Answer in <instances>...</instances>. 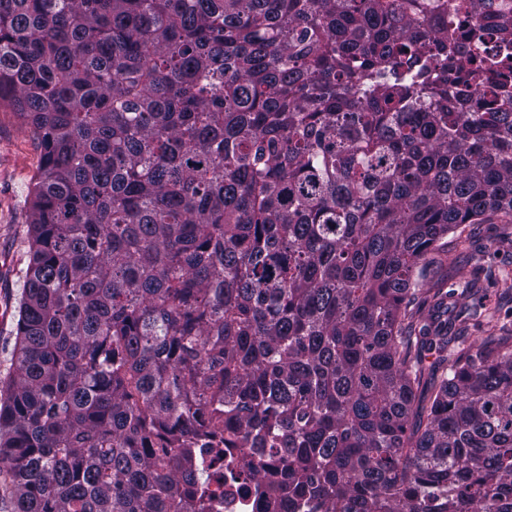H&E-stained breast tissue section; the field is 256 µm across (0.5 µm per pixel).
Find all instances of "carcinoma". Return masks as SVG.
<instances>
[{"instance_id":"1","label":"carcinoma","mask_w":512,"mask_h":512,"mask_svg":"<svg viewBox=\"0 0 512 512\" xmlns=\"http://www.w3.org/2000/svg\"><path fill=\"white\" fill-rule=\"evenodd\" d=\"M490 21L470 55L426 0H0V107L43 150L14 512H205L211 435L271 462L280 512H512V354L456 359L416 424L402 334L419 261L512 213Z\"/></svg>"}]
</instances>
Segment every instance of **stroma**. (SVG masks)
<instances>
[{"label": "stroma", "mask_w": 512, "mask_h": 512, "mask_svg": "<svg viewBox=\"0 0 512 512\" xmlns=\"http://www.w3.org/2000/svg\"><path fill=\"white\" fill-rule=\"evenodd\" d=\"M42 164L33 128L15 113L0 110V378L12 371L16 306L28 262L27 198ZM410 296L414 314L407 333L425 335L440 305L454 307L446 361L420 350L423 387L431 389L447 361L475 353L490 338L512 353V215L490 216L448 234L444 248L419 264Z\"/></svg>", "instance_id": "1"}]
</instances>
